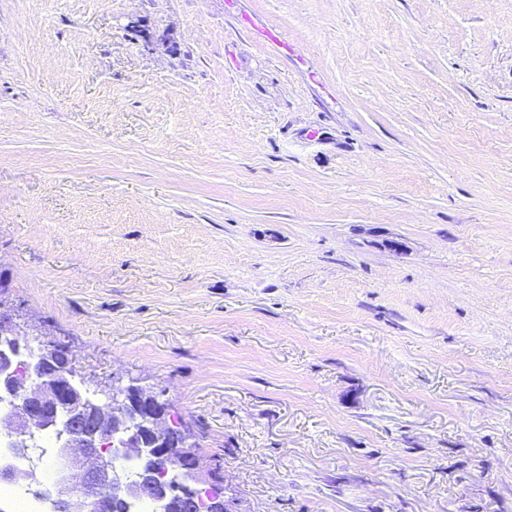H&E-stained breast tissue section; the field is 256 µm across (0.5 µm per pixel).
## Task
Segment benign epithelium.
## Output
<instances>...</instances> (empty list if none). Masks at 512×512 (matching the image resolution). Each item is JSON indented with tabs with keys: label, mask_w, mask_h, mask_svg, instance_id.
Wrapping results in <instances>:
<instances>
[{
	"label": "benign epithelium",
	"mask_w": 512,
	"mask_h": 512,
	"mask_svg": "<svg viewBox=\"0 0 512 512\" xmlns=\"http://www.w3.org/2000/svg\"><path fill=\"white\" fill-rule=\"evenodd\" d=\"M21 337L28 333L16 315L0 310V434L23 448L34 429L64 428L58 454L67 469L81 471V477L76 481L70 475L53 485L57 512H111L114 498L150 500L157 512H163L157 487L168 472L177 473L187 486L207 482L196 443L184 432L171 438L167 407L157 395L132 383L125 385L120 377L103 380L79 371L70 350L63 362H56L55 341L42 337L37 338L38 354L23 367L18 358ZM93 394L105 397L106 414L88 413L89 406L98 403ZM107 446L116 460L153 461L154 476L131 478L117 465L107 464L102 458ZM0 480L31 484L36 474L6 465L0 468Z\"/></svg>",
	"instance_id": "1"
}]
</instances>
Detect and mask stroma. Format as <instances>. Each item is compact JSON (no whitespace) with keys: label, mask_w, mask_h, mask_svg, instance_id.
Returning <instances> with one entry per match:
<instances>
[{"label":"stroma","mask_w":512,"mask_h":512,"mask_svg":"<svg viewBox=\"0 0 512 512\" xmlns=\"http://www.w3.org/2000/svg\"><path fill=\"white\" fill-rule=\"evenodd\" d=\"M0 298L235 512H512V0H0Z\"/></svg>","instance_id":"35a3bbf8"}]
</instances>
